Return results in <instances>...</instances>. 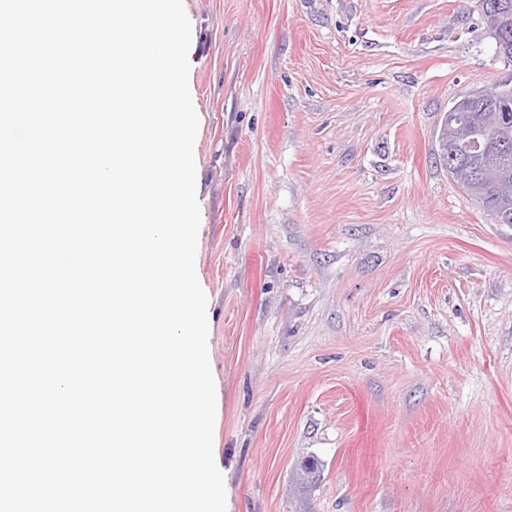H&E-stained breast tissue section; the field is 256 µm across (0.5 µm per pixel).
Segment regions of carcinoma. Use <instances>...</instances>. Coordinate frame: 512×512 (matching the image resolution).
I'll use <instances>...</instances> for the list:
<instances>
[{"label": "carcinoma", "instance_id": "1", "mask_svg": "<svg viewBox=\"0 0 512 512\" xmlns=\"http://www.w3.org/2000/svg\"><path fill=\"white\" fill-rule=\"evenodd\" d=\"M482 15L493 8L497 22L512 28V0H479ZM500 91L497 101L489 104L471 103L460 113V122L449 129L446 139L448 174L456 179L463 191L476 199L479 205L500 224H512V134L503 137L501 128L512 129V85L498 84ZM477 135L483 142L486 152L502 157L503 162L493 174L496 188L481 195L474 191L475 183L461 179L458 173L467 171L472 175H483L484 156L467 149L464 141L469 134Z\"/></svg>", "mask_w": 512, "mask_h": 512}]
</instances>
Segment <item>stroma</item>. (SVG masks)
<instances>
[{
	"label": "stroma",
	"mask_w": 512,
	"mask_h": 512,
	"mask_svg": "<svg viewBox=\"0 0 512 512\" xmlns=\"http://www.w3.org/2000/svg\"><path fill=\"white\" fill-rule=\"evenodd\" d=\"M185 11L227 512H512V224L433 153L512 77L477 0Z\"/></svg>",
	"instance_id": "obj_1"
}]
</instances>
